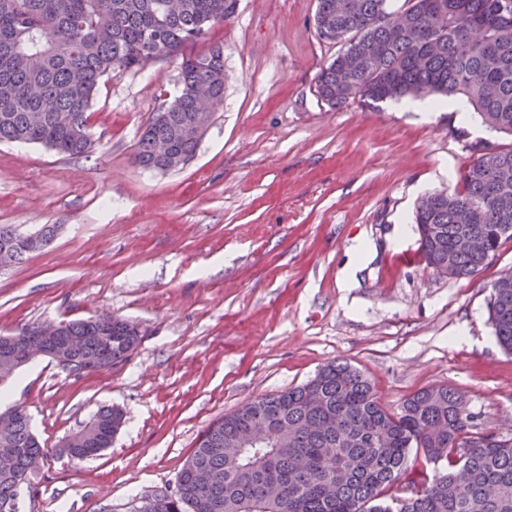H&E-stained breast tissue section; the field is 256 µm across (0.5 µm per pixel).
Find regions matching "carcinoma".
Segmentation results:
<instances>
[{
    "label": "carcinoma",
    "instance_id": "cac0c4a2",
    "mask_svg": "<svg viewBox=\"0 0 512 512\" xmlns=\"http://www.w3.org/2000/svg\"><path fill=\"white\" fill-rule=\"evenodd\" d=\"M0 0V142L41 144L72 156L89 151V111L101 82L143 67L157 56L177 61L180 86L154 113L136 143L133 164L171 171L154 157L149 130L190 160L202 136H184L197 112L224 104V47L185 53L237 0ZM317 0L319 35L344 42L323 68L317 92L335 107L375 105L404 97L460 99L491 131L512 136V0ZM464 171L463 189L427 195L414 214L421 256L431 267L449 259L451 275H476L512 239V185L493 188L497 169L512 166V148L482 145ZM489 320L512 353V293L492 292ZM87 340L73 352L85 368L126 361L140 335L110 312L66 322ZM0 342V385L21 364ZM0 438V512H20L19 491L49 449L30 416ZM463 393L447 385L410 396L387 412L371 382L346 363L324 365L309 382L255 399L214 421L177 477L146 512H512V438L470 434ZM124 423L118 407L100 409L70 435V456L82 461L108 448ZM443 468L429 474L408 464L411 453ZM407 478L413 497H387Z\"/></svg>",
    "mask_w": 512,
    "mask_h": 512
}]
</instances>
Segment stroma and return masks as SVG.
<instances>
[{
    "label": "stroma",
    "mask_w": 512,
    "mask_h": 512,
    "mask_svg": "<svg viewBox=\"0 0 512 512\" xmlns=\"http://www.w3.org/2000/svg\"><path fill=\"white\" fill-rule=\"evenodd\" d=\"M316 0H239L224 25L188 46L224 47V105L176 171L135 166L142 130L177 89L168 58L103 81L94 146L63 156L0 144V224L55 239L0 269V336L25 323L109 312L135 322L129 359L83 376L49 358L1 389L23 404L54 453L23 493L24 512H134L174 489L214 420L299 386L330 361L368 377L398 411L415 392H462L478 434H512V354L488 320L512 239L470 278L418 260V200L461 190L473 144L512 146L454 106L416 99L323 102L320 70L340 50L315 26ZM369 253L354 258L358 242ZM125 422L78 462L66 437L103 406Z\"/></svg>",
    "instance_id": "stroma-1"
}]
</instances>
